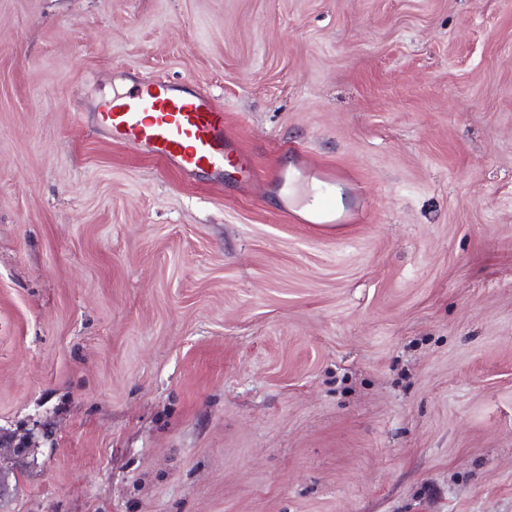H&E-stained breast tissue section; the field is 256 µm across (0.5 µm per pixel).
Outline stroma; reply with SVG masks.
Instances as JSON below:
<instances>
[{
  "mask_svg": "<svg viewBox=\"0 0 512 512\" xmlns=\"http://www.w3.org/2000/svg\"><path fill=\"white\" fill-rule=\"evenodd\" d=\"M214 96L359 224L113 141ZM0 512H512V0H0Z\"/></svg>",
  "mask_w": 512,
  "mask_h": 512,
  "instance_id": "stroma-1",
  "label": "stroma"
}]
</instances>
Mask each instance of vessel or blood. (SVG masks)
<instances>
[{
	"label": "vessel or blood",
	"mask_w": 512,
	"mask_h": 512,
	"mask_svg": "<svg viewBox=\"0 0 512 512\" xmlns=\"http://www.w3.org/2000/svg\"><path fill=\"white\" fill-rule=\"evenodd\" d=\"M102 119L113 140L138 147L183 177H193L205 169L221 177L231 170L257 183L261 192H285L289 211L296 207L293 191L303 176H315L320 187L307 223L349 224L364 211L365 191L352 172L346 175L347 193L341 201L333 190L336 178L327 167L308 163L298 170L282 169L273 177L259 178L253 155L235 143L224 122L223 107L209 94H193L184 87L162 83L136 84L113 96Z\"/></svg>",
	"instance_id": "1"
}]
</instances>
